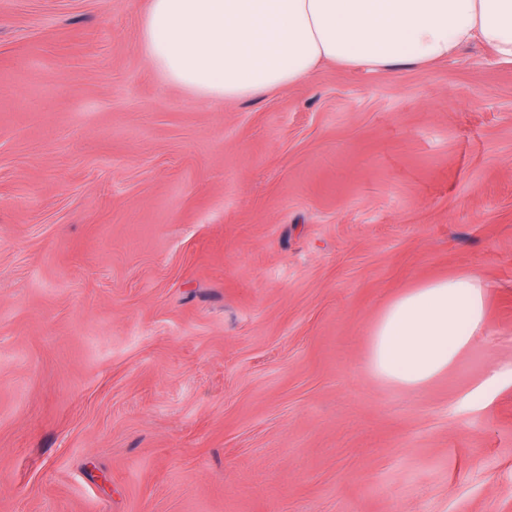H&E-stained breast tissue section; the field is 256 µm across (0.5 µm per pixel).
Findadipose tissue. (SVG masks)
<instances>
[{
  "mask_svg": "<svg viewBox=\"0 0 512 512\" xmlns=\"http://www.w3.org/2000/svg\"><path fill=\"white\" fill-rule=\"evenodd\" d=\"M139 42L167 81L219 105L327 64L426 67L474 42L512 63V0H148ZM489 288L462 273L394 298L373 326L372 372L411 389L447 372L485 335Z\"/></svg>",
  "mask_w": 512,
  "mask_h": 512,
  "instance_id": "adipose-tissue-1",
  "label": "adipose tissue"
}]
</instances>
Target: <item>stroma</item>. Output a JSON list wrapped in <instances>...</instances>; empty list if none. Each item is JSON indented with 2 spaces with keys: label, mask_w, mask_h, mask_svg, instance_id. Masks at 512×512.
<instances>
[{
  "label": "stroma",
  "mask_w": 512,
  "mask_h": 512,
  "mask_svg": "<svg viewBox=\"0 0 512 512\" xmlns=\"http://www.w3.org/2000/svg\"><path fill=\"white\" fill-rule=\"evenodd\" d=\"M148 0H0V512H512V64L321 67L211 106ZM491 286L424 389L409 288ZM490 285L468 273L411 288L375 321L369 366L383 381L419 389L486 333Z\"/></svg>",
  "instance_id": "1"
}]
</instances>
